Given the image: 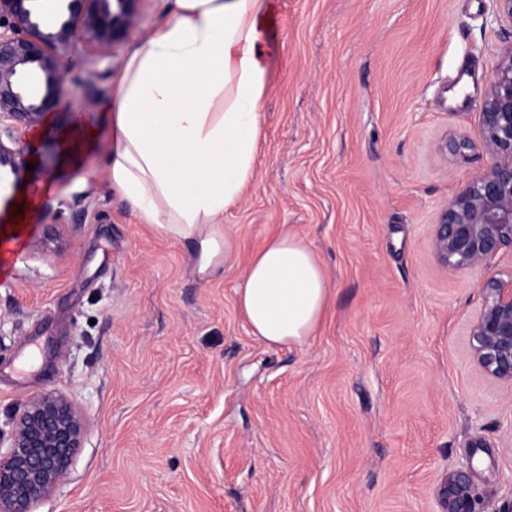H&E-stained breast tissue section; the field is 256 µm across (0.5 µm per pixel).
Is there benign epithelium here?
<instances>
[{"instance_id":"1","label":"benign epithelium","mask_w":512,"mask_h":512,"mask_svg":"<svg viewBox=\"0 0 512 512\" xmlns=\"http://www.w3.org/2000/svg\"><path fill=\"white\" fill-rule=\"evenodd\" d=\"M0 0V182L27 164V136L57 110L77 81L66 61L85 51L86 68L109 61L138 27L147 0ZM480 148L487 170L462 186L433 227L431 248L450 271L489 267L512 251V44L483 101ZM482 310L471 327L476 363L512 384V273H490L481 284ZM0 429V512L33 507L68 479L88 430L84 413L65 395L31 394ZM441 512H482L472 467L448 471L439 489Z\"/></svg>"}]
</instances>
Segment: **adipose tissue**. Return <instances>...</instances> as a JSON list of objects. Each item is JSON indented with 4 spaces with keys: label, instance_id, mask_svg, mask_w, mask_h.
Returning <instances> with one entry per match:
<instances>
[{
    "label": "adipose tissue",
    "instance_id": "ef3b65f1",
    "mask_svg": "<svg viewBox=\"0 0 512 512\" xmlns=\"http://www.w3.org/2000/svg\"><path fill=\"white\" fill-rule=\"evenodd\" d=\"M265 0H171L168 20L126 58L109 118L113 187L141 223L186 245L202 282L236 248L224 213L256 176L270 63ZM327 273L307 241L268 238L235 288L252 336L295 347L315 336Z\"/></svg>",
    "mask_w": 512,
    "mask_h": 512
}]
</instances>
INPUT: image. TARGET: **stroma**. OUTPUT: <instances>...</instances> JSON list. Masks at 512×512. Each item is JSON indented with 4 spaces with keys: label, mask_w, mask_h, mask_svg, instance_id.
<instances>
[{
    "label": "stroma",
    "mask_w": 512,
    "mask_h": 512,
    "mask_svg": "<svg viewBox=\"0 0 512 512\" xmlns=\"http://www.w3.org/2000/svg\"><path fill=\"white\" fill-rule=\"evenodd\" d=\"M270 75L257 178L224 214L238 240L201 284L184 244L138 223L111 186L108 132L138 28L94 77L75 70L30 135V170L0 190V426L34 392L67 395L88 434L34 512H439L472 466L484 512L512 503V386L474 362L490 268L435 259L433 224L485 172L479 112L512 44L497 0H269ZM473 149L441 153L444 137ZM22 222L14 233V222ZM290 230L328 274L317 334L270 348L235 286ZM56 231L60 249L35 241Z\"/></svg>",
    "instance_id": "stroma-1"
}]
</instances>
